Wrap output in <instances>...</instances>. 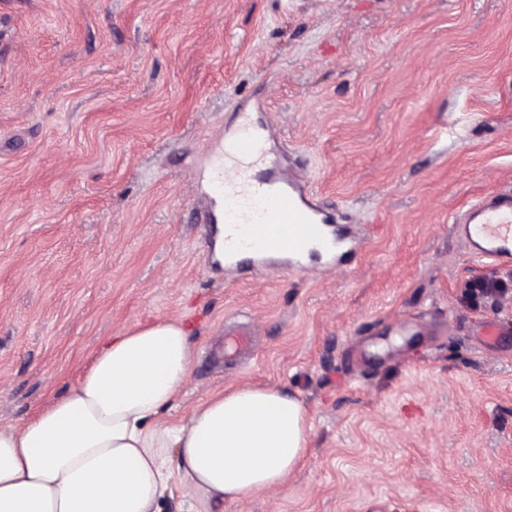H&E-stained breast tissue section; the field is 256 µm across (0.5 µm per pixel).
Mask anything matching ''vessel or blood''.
<instances>
[{"label": "vessel or blood", "mask_w": 512, "mask_h": 512, "mask_svg": "<svg viewBox=\"0 0 512 512\" xmlns=\"http://www.w3.org/2000/svg\"><path fill=\"white\" fill-rule=\"evenodd\" d=\"M258 135L237 134L224 144L228 168L216 170L213 192L224 197V266L245 258L257 271L287 261L299 269L308 256L326 266L347 264L358 255L359 231L343 222L312 192L303 172L275 173L254 180L247 162L259 156ZM455 230L478 259L512 269V189L485 196L454 220ZM380 512H432L427 501L409 495L384 500Z\"/></svg>", "instance_id": "1"}]
</instances>
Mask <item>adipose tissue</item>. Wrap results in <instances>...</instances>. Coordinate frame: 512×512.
<instances>
[{
  "instance_id": "adipose-tissue-1",
  "label": "adipose tissue",
  "mask_w": 512,
  "mask_h": 512,
  "mask_svg": "<svg viewBox=\"0 0 512 512\" xmlns=\"http://www.w3.org/2000/svg\"><path fill=\"white\" fill-rule=\"evenodd\" d=\"M193 353L181 322L129 328L63 399L0 426V512H161L176 491L211 504L281 487L307 448L303 402L242 385L163 420Z\"/></svg>"
}]
</instances>
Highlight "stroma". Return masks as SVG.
I'll return each mask as SVG.
<instances>
[{"mask_svg": "<svg viewBox=\"0 0 512 512\" xmlns=\"http://www.w3.org/2000/svg\"><path fill=\"white\" fill-rule=\"evenodd\" d=\"M0 424L48 408L109 336L183 321L170 418L235 385L308 413L286 485L212 512H512V295L452 221L512 189V0H0ZM266 170L348 209L358 264H212L215 149L243 120ZM250 316L254 354L223 352ZM432 505L424 499L397 495L384 500L380 512H432Z\"/></svg>", "mask_w": 512, "mask_h": 512, "instance_id": "1", "label": "stroma"}]
</instances>
